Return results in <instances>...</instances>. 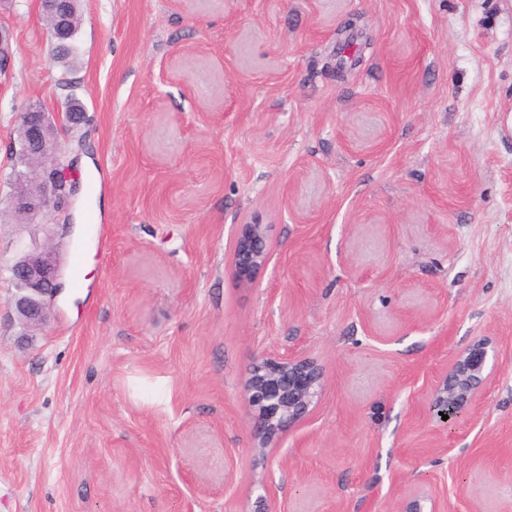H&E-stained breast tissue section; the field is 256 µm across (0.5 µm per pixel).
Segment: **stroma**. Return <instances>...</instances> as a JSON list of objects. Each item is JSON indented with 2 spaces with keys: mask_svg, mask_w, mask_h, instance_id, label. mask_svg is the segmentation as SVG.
<instances>
[{
  "mask_svg": "<svg viewBox=\"0 0 512 512\" xmlns=\"http://www.w3.org/2000/svg\"><path fill=\"white\" fill-rule=\"evenodd\" d=\"M79 7L69 68L38 0L0 8V512H512V0ZM71 98L76 192L22 228L17 116ZM48 239L64 287L30 328L9 268ZM482 338L479 412L440 431L428 392ZM267 355L323 379L262 448ZM270 247L266 227L262 224H241L233 241V266L236 277L251 282L268 264Z\"/></svg>",
  "mask_w": 512,
  "mask_h": 512,
  "instance_id": "1",
  "label": "stroma"
}]
</instances>
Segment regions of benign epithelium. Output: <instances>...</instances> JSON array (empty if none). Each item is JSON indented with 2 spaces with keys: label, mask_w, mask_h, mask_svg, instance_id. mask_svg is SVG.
Returning a JSON list of instances; mask_svg holds the SVG:
<instances>
[{
  "label": "benign epithelium",
  "mask_w": 512,
  "mask_h": 512,
  "mask_svg": "<svg viewBox=\"0 0 512 512\" xmlns=\"http://www.w3.org/2000/svg\"><path fill=\"white\" fill-rule=\"evenodd\" d=\"M73 0H40L41 10L53 15L52 36L55 45L62 48L71 38ZM30 128V146L34 153L46 157L53 176L39 175L42 186L34 192L20 181L13 187L14 206L42 221L68 206L74 192L70 166L60 162V148L46 151V129L52 119L42 109L21 113ZM270 247L266 227L262 224H241L233 241V266L236 277L252 281L268 264ZM14 284L19 290L15 310L27 324L46 323L49 302L62 288L61 269L56 253L43 247L20 258L11 266ZM498 363V351L491 341L479 339L460 352L447 371L433 385L428 396L430 418L445 430L477 413L480 397L489 377ZM323 373L314 362L300 357H272L259 359L252 367L247 393L253 408L262 444L304 419L322 388ZM448 419H442V415ZM430 509H425V504ZM401 512H437L435 502L423 492H415L404 500Z\"/></svg>",
  "instance_id": "7a95c632"
}]
</instances>
